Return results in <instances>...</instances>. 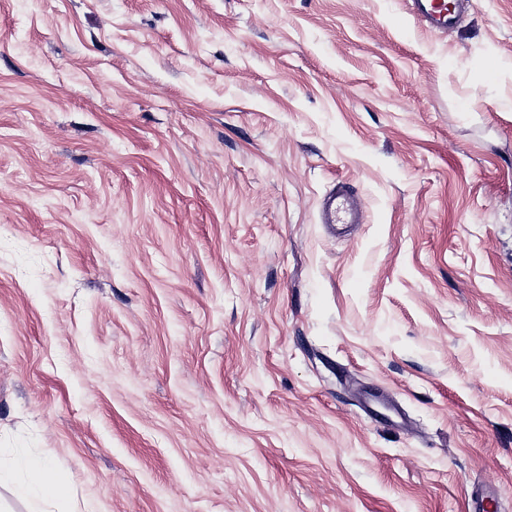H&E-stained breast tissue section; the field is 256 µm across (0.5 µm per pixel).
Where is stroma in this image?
Returning a JSON list of instances; mask_svg holds the SVG:
<instances>
[{
	"instance_id": "stroma-1",
	"label": "stroma",
	"mask_w": 512,
	"mask_h": 512,
	"mask_svg": "<svg viewBox=\"0 0 512 512\" xmlns=\"http://www.w3.org/2000/svg\"><path fill=\"white\" fill-rule=\"evenodd\" d=\"M33 457L68 512H512V0H0ZM419 17L429 29L448 28L456 17L461 0H412ZM321 218L324 224H353L356 221L353 196L343 185H337L324 197Z\"/></svg>"
}]
</instances>
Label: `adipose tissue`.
Returning <instances> with one entry per match:
<instances>
[{
	"label": "adipose tissue",
	"mask_w": 512,
	"mask_h": 512,
	"mask_svg": "<svg viewBox=\"0 0 512 512\" xmlns=\"http://www.w3.org/2000/svg\"><path fill=\"white\" fill-rule=\"evenodd\" d=\"M13 485L16 493L36 503L46 512L57 502L65 500L69 490L44 459H31L24 463L21 472L0 467V485Z\"/></svg>",
	"instance_id": "obj_1"
}]
</instances>
